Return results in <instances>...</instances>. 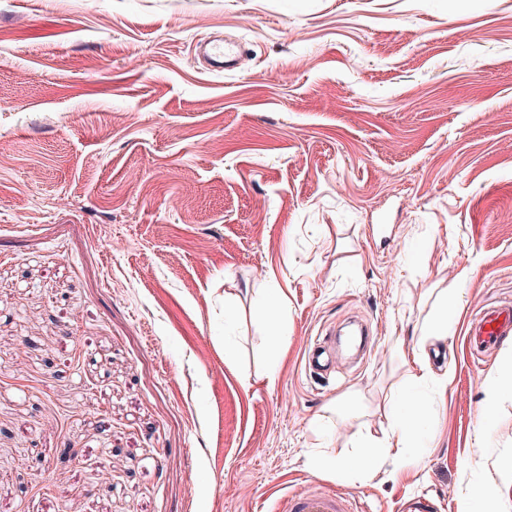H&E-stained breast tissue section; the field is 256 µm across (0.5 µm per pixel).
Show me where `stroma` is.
<instances>
[{"label": "stroma", "mask_w": 512, "mask_h": 512, "mask_svg": "<svg viewBox=\"0 0 512 512\" xmlns=\"http://www.w3.org/2000/svg\"><path fill=\"white\" fill-rule=\"evenodd\" d=\"M508 303L512 0H0V512H494L512 337L469 331ZM407 391L410 448L325 469ZM205 43L200 47L202 55L209 61L212 71H231L238 67L242 57L241 46L236 42H225L224 45ZM350 499L333 491L314 489L296 491L289 495V512H354Z\"/></svg>", "instance_id": "1"}]
</instances>
